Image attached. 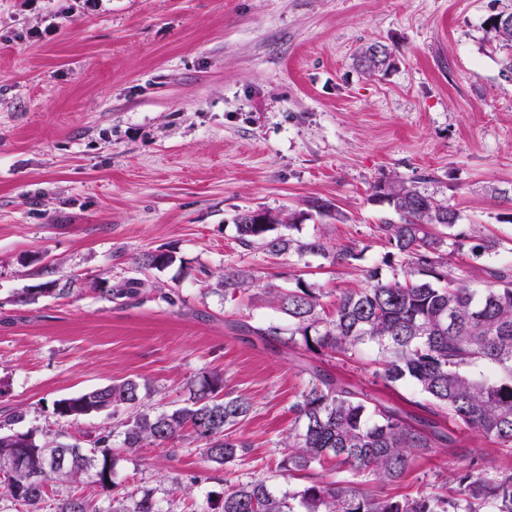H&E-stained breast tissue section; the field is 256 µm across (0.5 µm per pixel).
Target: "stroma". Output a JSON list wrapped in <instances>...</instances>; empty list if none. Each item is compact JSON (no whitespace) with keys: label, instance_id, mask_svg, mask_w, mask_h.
Wrapping results in <instances>:
<instances>
[{"label":"stroma","instance_id":"stroma-1","mask_svg":"<svg viewBox=\"0 0 512 512\" xmlns=\"http://www.w3.org/2000/svg\"><path fill=\"white\" fill-rule=\"evenodd\" d=\"M512 0H0V414L59 441L111 432L119 416L75 420L55 400L125 378L147 382L150 411L184 405L203 378L249 399L233 428L250 449L230 469L209 462L190 436L146 444L119 459L113 489L54 485L58 500H98L189 481L162 497L188 512L208 492L277 476L281 443L318 366L415 412L413 384L375 382L377 349L353 358L263 343L248 326L288 327L270 288L305 282L332 307L343 290L392 277L378 226L394 217L373 186L397 176L459 211L454 234L502 241L493 258L445 245L455 275L484 287L487 267L512 263V79L487 26ZM387 45L392 67L363 74L354 57ZM335 203L325 220L306 202ZM246 210L296 216L297 234L353 246L357 260L330 266L315 254L271 256L241 247ZM173 250L168 268L144 270L145 251ZM248 270L225 295L220 274ZM130 278L146 295L120 305L107 288ZM57 282L56 293L15 301ZM453 447L417 458L387 496L456 490L459 473L512 472V452L462 429Z\"/></svg>","mask_w":512,"mask_h":512}]
</instances>
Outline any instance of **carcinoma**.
I'll return each instance as SVG.
<instances>
[{
  "instance_id": "carcinoma-1",
  "label": "carcinoma",
  "mask_w": 512,
  "mask_h": 512,
  "mask_svg": "<svg viewBox=\"0 0 512 512\" xmlns=\"http://www.w3.org/2000/svg\"><path fill=\"white\" fill-rule=\"evenodd\" d=\"M496 39L512 47V23L489 18ZM392 52L372 42L361 47L356 65L373 75L390 68ZM374 195L385 199L399 222L379 225L390 247L384 263L401 259V276L375 282L357 291H343L331 312L309 285L269 291V302L288 316L292 328L280 342L288 346L301 336L315 351L352 357L360 344L377 346L380 371L386 383L410 382L424 410L448 411V422L472 428L501 448L512 451V264L487 269L489 284L481 290L461 283L448 266L441 230L451 229L460 213L399 177L379 181ZM294 216L248 211L237 217L236 239L244 248H260L272 256L320 254L330 265L345 268L358 258L350 245L332 244L322 237L300 240L278 231L290 228ZM477 257L499 252L501 240L474 234ZM175 261L171 251H146L138 258L145 270L161 271ZM249 274H224V294L235 295ZM148 283L130 278L106 290L112 300L140 297ZM479 365L496 370L477 376ZM223 379H207L186 405L171 410H141L147 384L125 379L55 401V411L67 419L110 410L127 413L121 420L124 445L135 452L145 443L160 445L188 432L203 443L206 458L226 468L248 453L249 446L227 430L248 418L250 402L238 395L223 396ZM300 429L283 441L279 463L284 479L307 482L275 491L268 479L253 478L230 486L222 495H208L191 512H512V473L487 476L468 470L457 476L454 494L383 497L349 479L323 480L312 470L326 459L357 476L398 482L414 460L441 443L452 444L451 433L438 423L380 401L362 388L319 370L311 374L295 406ZM23 414L13 411L0 420V457L12 455L25 466L3 480L5 493L26 512H40L48 487L57 482L87 481L114 487L116 460L112 433L100 434L93 445L39 438L17 424ZM129 504L110 498L59 500L54 512H163L155 490L140 489Z\"/></svg>"
}]
</instances>
